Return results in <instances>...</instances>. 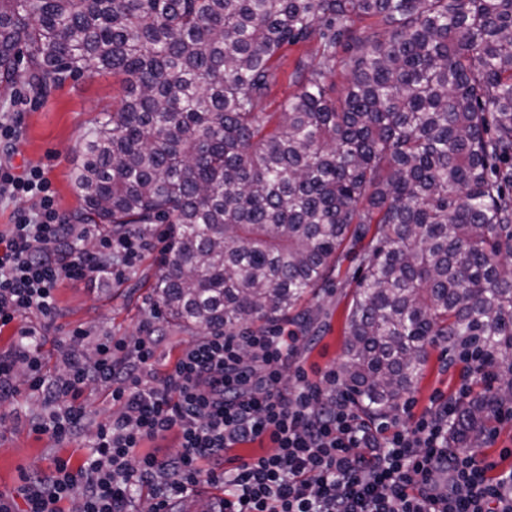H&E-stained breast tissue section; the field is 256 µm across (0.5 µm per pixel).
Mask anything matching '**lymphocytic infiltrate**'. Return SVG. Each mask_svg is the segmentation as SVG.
<instances>
[{"instance_id":"f902f5d3","label":"lymphocytic infiltrate","mask_w":512,"mask_h":512,"mask_svg":"<svg viewBox=\"0 0 512 512\" xmlns=\"http://www.w3.org/2000/svg\"><path fill=\"white\" fill-rule=\"evenodd\" d=\"M18 139L11 116L1 114L0 198L35 196L39 207L16 216L0 253V327L33 312L54 320L61 281L112 276L149 245L136 229L115 236L94 224L63 223L43 173H14ZM90 238L99 248L67 246ZM31 335L23 330L21 343L0 352V392L11 391L24 369L30 394L53 405L33 421L35 433L59 444L77 441L86 420L79 399L91 385L106 389L118 410L96 422L82 464L58 461L53 478L34 475L15 492H0V512H59L65 500L77 503V512H138L143 487L152 512H176L204 482L224 487L215 512H512V471L488 476L478 451L448 449L457 401L436 403L390 431L371 425L335 372L312 380L293 367L305 340L300 328L214 332L163 373L157 330L127 342L78 328L70 341H94L95 358H72L57 378L45 374ZM458 358L465 378L493 390L496 364L483 345L462 346ZM171 432L180 438L176 453H142L145 441ZM253 442L268 452L225 469L229 450Z\"/></svg>"}]
</instances>
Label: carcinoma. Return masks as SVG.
Here are the masks:
<instances>
[{
	"instance_id": "obj_1",
	"label": "carcinoma",
	"mask_w": 512,
	"mask_h": 512,
	"mask_svg": "<svg viewBox=\"0 0 512 512\" xmlns=\"http://www.w3.org/2000/svg\"><path fill=\"white\" fill-rule=\"evenodd\" d=\"M312 40L262 111L280 50ZM104 72L128 95L84 133L75 220L167 225L172 323L309 333L299 306L348 259L355 404L394 414L431 346L478 340L507 379L459 405L448 446L492 432L512 405V0H0L1 96Z\"/></svg>"
}]
</instances>
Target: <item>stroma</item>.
<instances>
[{
    "mask_svg": "<svg viewBox=\"0 0 512 512\" xmlns=\"http://www.w3.org/2000/svg\"><path fill=\"white\" fill-rule=\"evenodd\" d=\"M317 61L316 44L285 46L277 62V80L264 109L278 111L295 86L290 76L299 59ZM127 96L119 75L68 78L44 96H34L27 85H18L9 99H0L1 112H18L22 137L12 159L17 169L44 171L61 218H68L80 207L71 183V170L80 158L83 135L91 120L104 110L118 108ZM165 225H153L150 247L143 251L134 269L114 273L112 278L90 283L67 280L55 291L58 315L52 326H45L39 314L29 313L0 328V352L16 345L22 329L36 330L35 338L51 376L64 374L73 356L94 359L92 343L75 345L69 333L79 327L100 336L132 339L145 326L160 328L165 339L157 352L160 370H170L183 349L204 339L200 330H186L170 323L153 307L152 289L159 275V258L164 246ZM351 262H343L337 279L317 290L302 308L316 316L317 333L313 342L300 349L298 365L309 377L318 371L337 368L344 343L347 309L352 300ZM457 353L437 345L431 348L423 377L409 398L413 414L425 412L433 398L456 395L462 383V366ZM47 404L27 393L0 397V415L9 421L0 428V492H10L29 473L53 475L57 460L79 465L87 454L82 443L57 445L31 429L33 420L45 416Z\"/></svg>",
    "mask_w": 512,
    "mask_h": 512,
    "instance_id": "35a3bbf8",
    "label": "stroma"
}]
</instances>
